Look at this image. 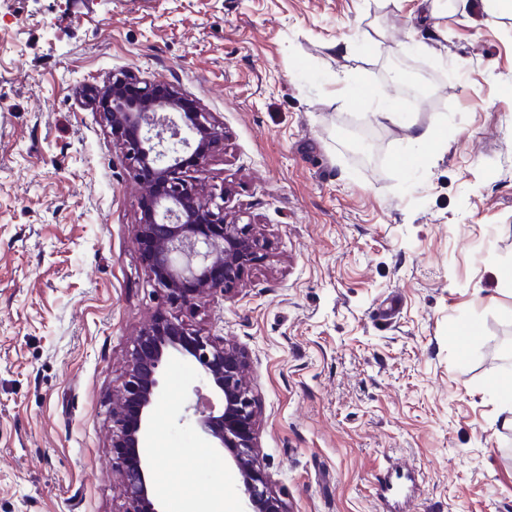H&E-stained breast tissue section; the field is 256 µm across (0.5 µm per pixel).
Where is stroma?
<instances>
[{
  "mask_svg": "<svg viewBox=\"0 0 512 512\" xmlns=\"http://www.w3.org/2000/svg\"><path fill=\"white\" fill-rule=\"evenodd\" d=\"M407 44L417 103L387 76ZM121 69L213 113L203 186L267 240L180 317L246 352L287 512H381L393 463L422 473L406 512H512V16L482 0H0V512L126 509L112 391L164 306L82 94ZM212 394L170 360L147 442L166 512L200 492L240 512L191 412Z\"/></svg>",
  "mask_w": 512,
  "mask_h": 512,
  "instance_id": "stroma-1",
  "label": "stroma"
}]
</instances>
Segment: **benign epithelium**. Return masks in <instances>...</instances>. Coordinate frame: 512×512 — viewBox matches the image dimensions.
<instances>
[{"label": "benign epithelium", "instance_id": "obj_1", "mask_svg": "<svg viewBox=\"0 0 512 512\" xmlns=\"http://www.w3.org/2000/svg\"><path fill=\"white\" fill-rule=\"evenodd\" d=\"M155 87L122 70L92 87L90 97L147 201L141 206L138 236L150 286L170 308L191 309L218 291L233 289L264 262L267 245L256 225L226 219L224 195H209L201 182L186 178L187 161L204 171L224 139L212 114L186 108L187 100L175 89L161 97ZM175 356L194 362L222 404L217 415L218 402L200 398L197 425L214 452L229 454L238 472L243 512H286L259 461L255 399L244 375L246 353L191 332L166 315L141 331L113 394L112 448L121 462L126 512H164L144 443L164 390L165 366Z\"/></svg>", "mask_w": 512, "mask_h": 512}]
</instances>
